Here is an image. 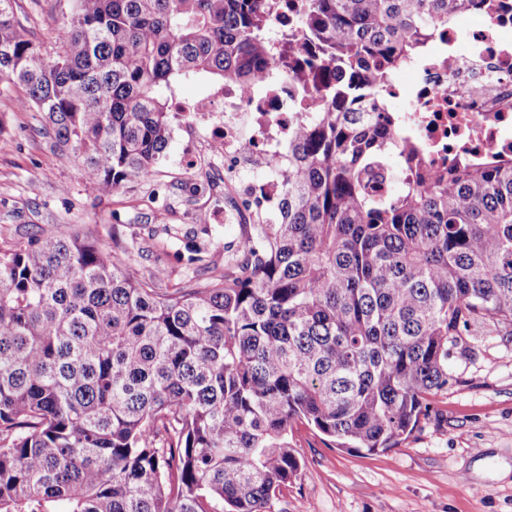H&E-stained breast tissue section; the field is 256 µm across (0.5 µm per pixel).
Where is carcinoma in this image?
Masks as SVG:
<instances>
[{
    "label": "carcinoma",
    "instance_id": "1",
    "mask_svg": "<svg viewBox=\"0 0 512 512\" xmlns=\"http://www.w3.org/2000/svg\"><path fill=\"white\" fill-rule=\"evenodd\" d=\"M293 11L301 119L274 220L241 224L224 275L159 288L82 236L0 244V512H271L314 426L338 448L398 447L479 322L512 325V159L418 165L385 195L391 71L500 0H73L47 60L0 0V79L80 155L88 190L153 176L172 113L156 88L246 87Z\"/></svg>",
    "mask_w": 512,
    "mask_h": 512
}]
</instances>
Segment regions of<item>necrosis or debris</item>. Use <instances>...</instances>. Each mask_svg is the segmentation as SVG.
I'll return each instance as SVG.
<instances>
[{
    "label": "necrosis or debris",
    "instance_id": "obj_1",
    "mask_svg": "<svg viewBox=\"0 0 512 512\" xmlns=\"http://www.w3.org/2000/svg\"><path fill=\"white\" fill-rule=\"evenodd\" d=\"M437 42L438 51L392 74L399 138L417 141L423 163L432 168L511 158L512 14H480L468 46H457L452 30ZM313 98L311 83L289 79L275 60L249 90L222 84L196 101L172 99L170 110L179 131L206 132L203 151L236 177L256 160L286 164L298 107Z\"/></svg>",
    "mask_w": 512,
    "mask_h": 512
}]
</instances>
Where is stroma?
Returning <instances> with one entry per match:
<instances>
[{"label": "stroma", "mask_w": 512, "mask_h": 512, "mask_svg": "<svg viewBox=\"0 0 512 512\" xmlns=\"http://www.w3.org/2000/svg\"><path fill=\"white\" fill-rule=\"evenodd\" d=\"M21 5L28 38L55 56L72 0ZM23 94L21 85L0 80V243L75 231L120 246L144 274L166 270L174 287L223 274L225 245L256 213L223 166L203 158L186 171L187 137L174 134L150 181L91 194L81 158L57 148L42 113L18 107ZM204 227L203 261L180 260L188 235ZM448 367L447 390L432 397L428 417L399 447L333 448L314 427L296 424L301 471L273 512H512V326L472 328Z\"/></svg>", "instance_id": "35a3bbf8"}]
</instances>
